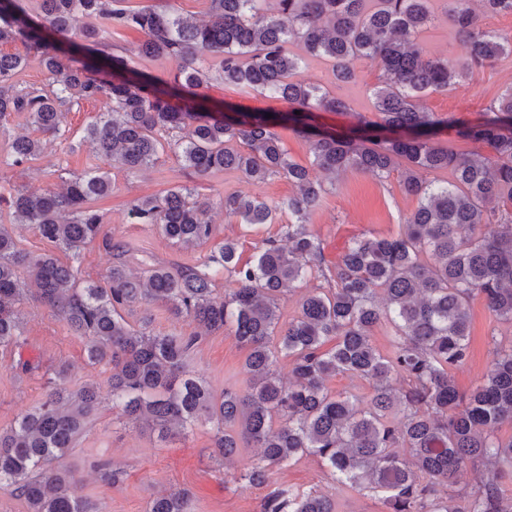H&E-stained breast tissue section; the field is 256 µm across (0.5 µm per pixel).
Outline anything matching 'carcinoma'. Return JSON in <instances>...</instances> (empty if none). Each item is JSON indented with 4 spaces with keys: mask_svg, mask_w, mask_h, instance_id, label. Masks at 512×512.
<instances>
[{
    "mask_svg": "<svg viewBox=\"0 0 512 512\" xmlns=\"http://www.w3.org/2000/svg\"><path fill=\"white\" fill-rule=\"evenodd\" d=\"M209 20L187 21L168 9H132L126 0H37L35 14L18 0H0V127L22 114L43 139L19 136L0 167H15L66 135L65 115L92 102L108 110L87 126L84 140L95 153L135 174L179 151L196 178L233 170L249 181L281 176L297 187L284 203L288 245L274 240L251 263H239L236 243L226 240L197 266H155L147 280L122 261L123 246L105 230L92 206L112 188L108 175L88 170L62 191L17 190L7 204L16 224L79 260L93 243L112 252L108 287L78 277V268L52 254L18 246L0 224V348L23 336L17 307L28 300L52 309L69 330L88 340V359L109 367L112 406L146 419L159 439L174 427L208 423L215 431L213 457L230 460L243 448L260 449L240 479L270 491L262 512H335L316 490L294 491L273 475L304 456H314L334 481L380 494L388 512H512L501 480L512 478V436L497 437L512 422V337H492V359L482 382L464 393L453 372L468 358L471 301L484 299L492 317L512 325V87L487 108L478 124L443 119L417 103L446 92L469 72L512 54V35L480 26L472 0H443L448 22L465 47L453 64L432 57L419 38L434 20L433 0H207ZM483 13L512 14V0H480ZM132 29L144 39L140 53L177 63L164 86L127 68L107 51L112 33ZM69 51L46 50L48 38ZM331 63L338 83L356 79L355 63L381 71L372 89L379 127L389 133L367 142L320 131L312 112H344L346 102L301 77L303 57L294 47ZM41 53L48 83L23 82L31 50ZM296 106L300 114L236 118L196 102L197 90L214 81ZM298 124L313 165L331 179L359 170L388 177L402 166V191L418 198L398 234L352 238L336 264L326 263L308 219L326 192L309 168L288 157L273 126ZM455 128L475 149L458 152L434 141ZM448 178L428 181L425 173ZM224 210L246 224H272L279 207L257 196L229 194ZM211 203L196 188L176 186L147 195L127 210L131 224H153L170 241L200 245L211 238ZM227 271L233 287L212 297L216 277ZM321 279L298 315L279 322V300L291 285ZM161 303L176 317L189 316L209 331L231 329L248 349L245 386L214 393L186 368L197 335L134 329L123 311ZM393 331L392 350L381 354L373 331ZM333 343L329 349L327 343ZM293 379L277 375L280 357ZM343 375L366 381L372 395L333 393L326 380ZM401 383L394 388L393 382ZM96 385L53 390L0 430V490L25 500L28 512H101L83 494L76 470L60 463L99 404ZM409 449L402 457L397 449ZM482 477L461 496L447 488L467 465ZM149 512H194L188 491L154 498Z\"/></svg>",
    "mask_w": 512,
    "mask_h": 512,
    "instance_id": "cac0c4a2",
    "label": "carcinoma"
}]
</instances>
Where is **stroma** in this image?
Here are the masks:
<instances>
[{
	"label": "stroma",
	"instance_id": "obj_1",
	"mask_svg": "<svg viewBox=\"0 0 512 512\" xmlns=\"http://www.w3.org/2000/svg\"><path fill=\"white\" fill-rule=\"evenodd\" d=\"M433 10L435 19L422 35L420 44L428 55L458 61L464 48L448 25L442 0H435ZM142 40V34L134 30L114 33L112 53L124 58L128 67L135 71L169 79L176 68L175 62L143 57L138 51ZM356 73L354 83L338 85L334 83L326 61L306 57L304 78L326 87L348 104L344 113H317L319 125L347 132L361 128L363 119L371 117V89L378 81L379 71L369 62L360 61L356 64ZM511 85L512 55H504L474 69L467 79L448 91L423 97L421 103L438 117L478 123L483 121L486 107ZM200 94L210 107L223 109L228 115L237 112L289 113L293 110L292 104L285 101L219 81L202 88ZM99 112V105L94 103L83 104L69 112L65 119L68 138L57 140L47 151L20 167L5 169L0 174V190L6 192L15 186L30 189L57 187L62 181L92 167L107 171L112 191L97 200L95 206L104 215L107 232L114 240L125 244L124 261L128 269L138 273L157 264L171 267L196 265L227 239L236 242L237 255L240 261L246 262L254 259L264 240L281 238L282 227L289 221L287 212H279L275 223L254 227L226 213L221 202L225 195L237 193L277 204L294 193V186L279 177L253 182L231 171L215 172L196 181L199 193L212 203L213 232L208 242L184 248L161 235L154 225L128 223L126 211L136 199L185 184L187 178L180 157L171 151L161 155L155 165L134 176L96 156L82 136ZM400 180L401 173L397 170L386 178L349 171L334 186L328 187L308 224L321 239L329 261H336L351 237L361 234L388 236L398 232L404 217L417 206L415 197L402 192ZM125 317L135 326L150 320L152 328L163 333L188 335L198 331L191 318L175 317L157 303L135 307L126 312ZM20 318L24 330L23 345L0 349V429L9 428L27 408L45 400L51 387L67 391L88 383L101 387V402L87 430L63 462L79 471L84 479V493L98 502L102 512H148L149 502L155 494L182 488L192 492L195 512H261L265 488L239 479L244 465L254 457V449H243L231 462L215 463L211 458L214 432L207 425L197 426L170 439L166 445H159L150 430L119 417L113 409L112 397L106 389L110 371L106 366L89 363L84 338L73 335L50 308L33 301L21 305ZM501 329L483 299H473L469 357L454 372L460 388L475 387L482 379L491 361V336ZM246 354V349L236 343L230 331L218 330L202 334L186 363L189 370L205 379L218 393L223 390L226 378L240 374ZM22 357L38 362V369L19 375L17 362ZM62 363L69 366L67 377L59 380L57 385H50L49 377ZM99 457L121 470L119 482L112 484L99 478L91 466ZM274 479L287 487L317 490L330 496L336 503V512H387L378 496L358 493L334 482L313 456L302 457L275 474Z\"/></svg>",
	"mask_w": 512,
	"mask_h": 512
}]
</instances>
